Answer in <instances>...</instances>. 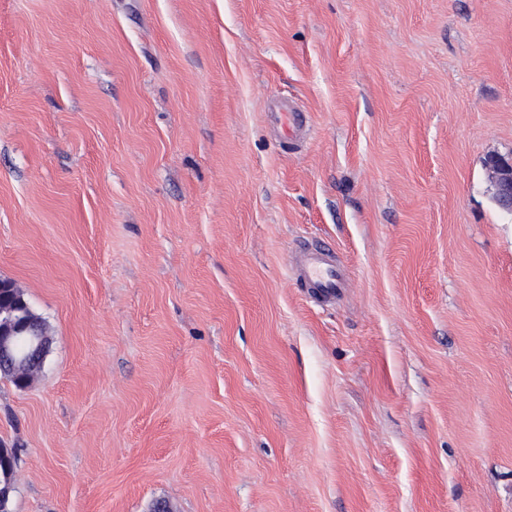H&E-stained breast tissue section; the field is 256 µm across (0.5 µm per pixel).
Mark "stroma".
<instances>
[{
  "label": "stroma",
  "mask_w": 512,
  "mask_h": 512,
  "mask_svg": "<svg viewBox=\"0 0 512 512\" xmlns=\"http://www.w3.org/2000/svg\"><path fill=\"white\" fill-rule=\"evenodd\" d=\"M491 155L512 0H0V279L51 334L12 512H512ZM271 119L284 137L291 142L300 141L305 132V121L302 112L291 103H282L278 112H271ZM291 269L298 287L323 303L336 300L350 288L345 267L336 252L315 242H304L292 252Z\"/></svg>",
  "instance_id": "1"
}]
</instances>
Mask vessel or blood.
<instances>
[{
	"label": "vessel or blood",
	"instance_id": "1",
	"mask_svg": "<svg viewBox=\"0 0 512 512\" xmlns=\"http://www.w3.org/2000/svg\"><path fill=\"white\" fill-rule=\"evenodd\" d=\"M271 119L284 137L300 141L305 121L297 107L282 103ZM291 269L298 287L325 303L345 295L350 286L345 267L335 251L315 242L302 243L292 252Z\"/></svg>",
	"mask_w": 512,
	"mask_h": 512
}]
</instances>
